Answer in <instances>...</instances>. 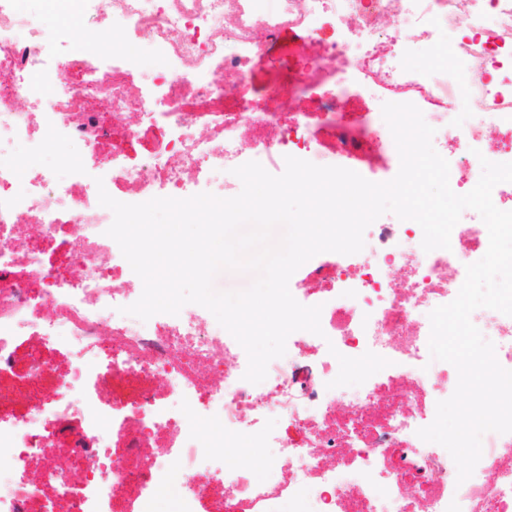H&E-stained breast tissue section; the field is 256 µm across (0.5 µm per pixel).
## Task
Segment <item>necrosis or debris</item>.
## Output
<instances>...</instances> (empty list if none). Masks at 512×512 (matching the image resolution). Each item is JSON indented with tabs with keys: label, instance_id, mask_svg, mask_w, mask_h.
I'll use <instances>...</instances> for the list:
<instances>
[{
	"label": "necrosis or debris",
	"instance_id": "1",
	"mask_svg": "<svg viewBox=\"0 0 512 512\" xmlns=\"http://www.w3.org/2000/svg\"><path fill=\"white\" fill-rule=\"evenodd\" d=\"M18 2L0 0V378L51 386L24 416L0 415V512H154L174 483L178 512L215 496V512H512V433H485L462 482L449 452L418 436L457 385L430 357L429 314L488 250L475 211L447 250L424 251L420 225L388 212L361 252L308 260L289 290L321 306L323 333H292L253 384L206 308L123 314L143 282L98 201L102 188L138 204L210 184L230 198L234 168L275 175L289 156L377 181L400 164L386 102L422 111L451 189L468 193L482 160L512 163V0ZM48 6L88 14L100 39L73 45L67 25L44 21ZM287 32L299 44L278 49ZM431 49L446 67L414 64ZM148 54L166 68L133 80ZM262 56L297 58L291 81L258 91ZM471 320L512 371V316L479 308ZM25 337L39 346L20 370ZM44 345L63 348L65 366ZM369 351L388 366L332 387L339 356ZM121 377L165 392L113 400L106 383ZM217 431L225 444L250 435L252 454L225 464ZM186 453L190 467L173 468Z\"/></svg>",
	"mask_w": 512,
	"mask_h": 512
}]
</instances>
